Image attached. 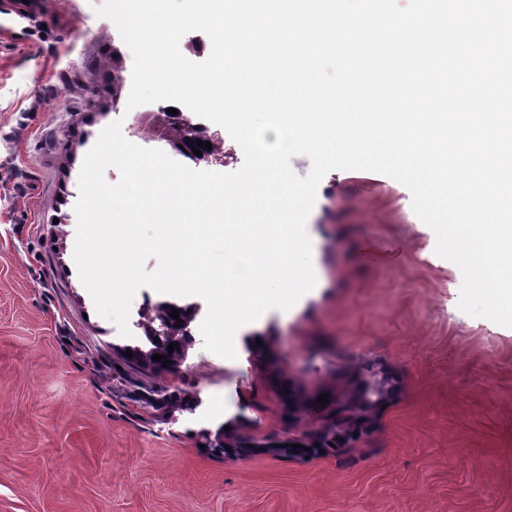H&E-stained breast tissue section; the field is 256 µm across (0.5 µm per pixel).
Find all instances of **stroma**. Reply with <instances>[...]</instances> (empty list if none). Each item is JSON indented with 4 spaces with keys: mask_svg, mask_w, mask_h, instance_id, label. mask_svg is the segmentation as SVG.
<instances>
[{
    "mask_svg": "<svg viewBox=\"0 0 512 512\" xmlns=\"http://www.w3.org/2000/svg\"><path fill=\"white\" fill-rule=\"evenodd\" d=\"M102 0H0V512H512V328L458 307L462 274L435 252L410 191L382 175L322 179L305 230L315 287L242 326L236 357L194 338L161 381L201 404L162 419L112 394L113 346L144 338L163 294L140 288L131 337L100 316L74 263L85 155L127 107L133 56ZM117 56L119 72L98 70ZM374 365L388 393L341 457L218 458L198 431L286 428L275 379L313 400L339 368Z\"/></svg>",
    "mask_w": 512,
    "mask_h": 512,
    "instance_id": "1",
    "label": "stroma"
}]
</instances>
